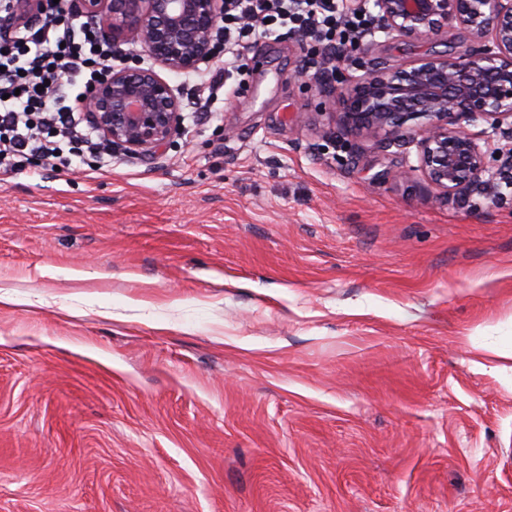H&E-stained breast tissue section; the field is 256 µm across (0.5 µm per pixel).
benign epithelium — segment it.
Returning <instances> with one entry per match:
<instances>
[{
	"label": "benign epithelium",
	"mask_w": 512,
	"mask_h": 512,
	"mask_svg": "<svg viewBox=\"0 0 512 512\" xmlns=\"http://www.w3.org/2000/svg\"><path fill=\"white\" fill-rule=\"evenodd\" d=\"M38 0H15L12 20L33 16ZM102 21L112 46L133 43L150 61L114 66L87 93L84 116L128 157H155L182 132L178 88L160 66L192 74L211 62L224 0H78ZM379 29L389 40H415L463 28L476 46L408 65L358 64L341 89L303 65L299 81L342 102L344 133L365 135L391 147L417 144L419 171L441 195L466 198L485 188L489 160L512 171V0H375ZM482 120L506 144L489 151L461 124Z\"/></svg>",
	"instance_id": "obj_1"
}]
</instances>
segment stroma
Instances as JSON below:
<instances>
[{
	"instance_id": "35a3bbf8",
	"label": "stroma",
	"mask_w": 512,
	"mask_h": 512,
	"mask_svg": "<svg viewBox=\"0 0 512 512\" xmlns=\"http://www.w3.org/2000/svg\"><path fill=\"white\" fill-rule=\"evenodd\" d=\"M241 58L205 119L172 76L157 159L0 174V512H512V188L439 199L293 39Z\"/></svg>"
}]
</instances>
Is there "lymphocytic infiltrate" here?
Returning a JSON list of instances; mask_svg holds the SVG:
<instances>
[{
  "label": "lymphocytic infiltrate",
  "instance_id": "f902f5d3",
  "mask_svg": "<svg viewBox=\"0 0 512 512\" xmlns=\"http://www.w3.org/2000/svg\"><path fill=\"white\" fill-rule=\"evenodd\" d=\"M44 17L0 34V170L17 158L37 154L54 160L59 140L73 157L110 154L103 139L85 131L81 104L97 75L111 67V46L96 21L71 0H43ZM376 23L369 11L346 10L344 0H224L219 24L226 65L215 66L201 85L200 111H209L247 46L288 33L318 41L314 70L326 69L346 44L365 38Z\"/></svg>",
  "mask_w": 512,
  "mask_h": 512
}]
</instances>
